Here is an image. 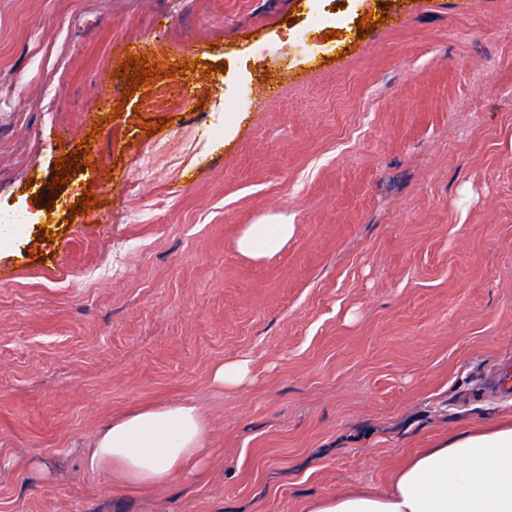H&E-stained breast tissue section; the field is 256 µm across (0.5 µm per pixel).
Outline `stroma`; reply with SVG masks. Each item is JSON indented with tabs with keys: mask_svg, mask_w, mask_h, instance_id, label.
<instances>
[{
	"mask_svg": "<svg viewBox=\"0 0 512 512\" xmlns=\"http://www.w3.org/2000/svg\"><path fill=\"white\" fill-rule=\"evenodd\" d=\"M317 7L0 0V213L27 222L0 247V512H305L512 419V0H338L335 33ZM122 43L160 78L127 92ZM278 217V253L238 251ZM240 357L254 383L216 387ZM189 398L193 475L86 467L110 418ZM271 223L246 226L238 239V250L255 259L277 253L287 243L293 226L284 222Z\"/></svg>",
	"mask_w": 512,
	"mask_h": 512,
	"instance_id": "35a3bbf8",
	"label": "stroma"
}]
</instances>
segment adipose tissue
<instances>
[{
	"label": "adipose tissue",
	"mask_w": 512,
	"mask_h": 512,
	"mask_svg": "<svg viewBox=\"0 0 512 512\" xmlns=\"http://www.w3.org/2000/svg\"><path fill=\"white\" fill-rule=\"evenodd\" d=\"M293 227L251 224L239 251L258 259L277 253ZM208 423L191 399L114 417L97 433L90 469L123 484L164 486L191 470L206 445ZM307 512H512V421L449 435L414 453L386 491H351L314 500Z\"/></svg>",
	"instance_id": "obj_1"
}]
</instances>
